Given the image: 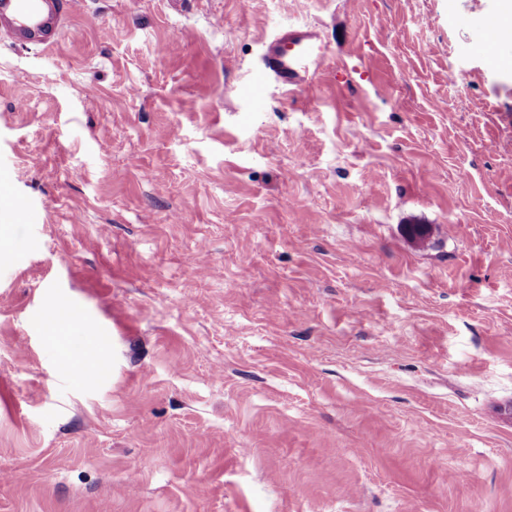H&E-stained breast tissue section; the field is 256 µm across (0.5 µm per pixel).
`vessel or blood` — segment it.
Returning a JSON list of instances; mask_svg holds the SVG:
<instances>
[{
  "instance_id": "b4317fda",
  "label": "vessel or blood",
  "mask_w": 512,
  "mask_h": 512,
  "mask_svg": "<svg viewBox=\"0 0 512 512\" xmlns=\"http://www.w3.org/2000/svg\"><path fill=\"white\" fill-rule=\"evenodd\" d=\"M79 0H0V41L32 48H50L75 13ZM317 31L284 27L265 43L257 81L275 80L286 92L310 89L325 59Z\"/></svg>"
}]
</instances>
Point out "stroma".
Returning <instances> with one entry per match:
<instances>
[{"instance_id":"obj_1","label":"stroma","mask_w":512,"mask_h":512,"mask_svg":"<svg viewBox=\"0 0 512 512\" xmlns=\"http://www.w3.org/2000/svg\"><path fill=\"white\" fill-rule=\"evenodd\" d=\"M172 1L0 43V512H512L499 0ZM325 56V46L317 31L283 27L265 42L262 65L253 76L262 83L267 77H274L288 93L297 89L308 91Z\"/></svg>"}]
</instances>
